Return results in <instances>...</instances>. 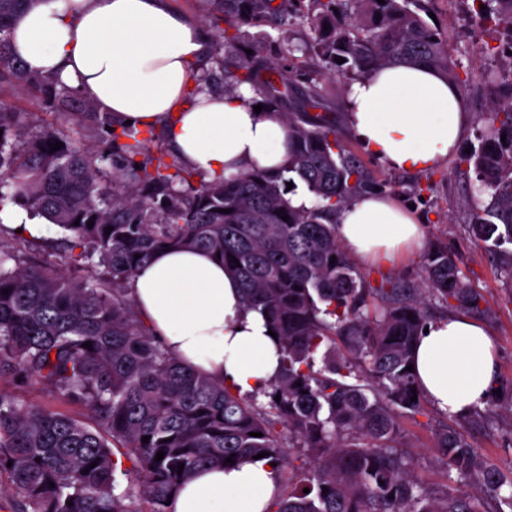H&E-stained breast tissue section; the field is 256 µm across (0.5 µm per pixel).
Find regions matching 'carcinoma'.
<instances>
[{
    "label": "carcinoma",
    "instance_id": "1",
    "mask_svg": "<svg viewBox=\"0 0 512 512\" xmlns=\"http://www.w3.org/2000/svg\"><path fill=\"white\" fill-rule=\"evenodd\" d=\"M203 2L216 24L225 93L248 88L255 104L288 126V162L275 173L254 168L195 180L162 145V134L136 131L59 80L26 72L12 53L11 29L33 0H0V207L10 201L65 231L55 245L86 269L76 277L50 262L23 266L20 255L37 242L0 227L13 241L0 244V376L61 394L87 415L84 421L0 391V474L15 494L10 512H167L168 495L196 470L223 467L230 456L239 465L265 452L284 469L283 428L310 467L289 471L275 512H485L471 487L489 489L512 509V473L480 460L463 433L445 429L436 437L455 484L441 496L413 476L399 452V418L415 417L427 402L406 367L431 320L430 302L479 312L485 299L435 242L422 256V288L373 287L357 271L336 215L385 184L344 145L321 79L279 64L283 52L299 53L356 80L423 63L454 82L447 41L422 17L427 0ZM472 2L480 23L507 37L496 46L480 43V53L504 63L487 78L512 83V0ZM245 25L278 36L247 43ZM297 26L310 36L295 43ZM16 90L69 111L55 123H26L1 98ZM480 121L478 145L456 160L490 196L471 210L467 232L512 279V93L487 105ZM57 141L63 146L53 152ZM295 180L311 205L288 198ZM168 247L203 249L230 267L245 307L277 334L281 367L261 391L267 404L174 358L139 318L127 283ZM99 268L108 278L97 277ZM496 396L494 387L484 411L452 417L478 424L498 405ZM114 446L139 474L137 487L120 494Z\"/></svg>",
    "mask_w": 512,
    "mask_h": 512
}]
</instances>
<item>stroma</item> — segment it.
<instances>
[{"label":"stroma","instance_id":"1","mask_svg":"<svg viewBox=\"0 0 512 512\" xmlns=\"http://www.w3.org/2000/svg\"><path fill=\"white\" fill-rule=\"evenodd\" d=\"M465 0H434L432 12L436 23L446 35L448 61L466 85L462 95L467 102L466 134L462 147L476 141L480 127L478 109L493 96L505 95L512 89L505 85L487 86L485 75L492 69L490 61L480 60L475 51L472 28L466 14ZM323 85L336 102L332 115L347 147L379 182L389 184V197L399 205L412 208L425 231V242H443L466 281L483 294L486 303L478 321L488 328L495 346L499 376L512 380V280L508 279L499 263L484 248L470 239L465 231L464 212L478 194L473 191L474 175L457 168L455 156H448L436 166L432 175L408 172L387 167L380 159L367 152L347 125L346 98L349 82L338 76H324ZM431 182L432 188L423 197H416L412 188L419 182ZM358 269L372 284L382 279L399 280L407 285L420 286L423 279L422 254L402 258L388 265L358 262ZM506 402H499L496 413L483 424L468 427L466 437L475 452L502 472L512 471V422L504 414ZM449 418L434 407L425 414L400 421V450L412 459L420 481L431 491L441 494L450 482L442 455L435 445V436Z\"/></svg>","mask_w":512,"mask_h":512}]
</instances>
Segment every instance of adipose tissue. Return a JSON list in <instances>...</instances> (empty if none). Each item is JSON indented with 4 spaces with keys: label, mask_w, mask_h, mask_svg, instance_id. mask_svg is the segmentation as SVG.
Here are the masks:
<instances>
[{
    "label": "adipose tissue",
    "mask_w": 512,
    "mask_h": 512,
    "mask_svg": "<svg viewBox=\"0 0 512 512\" xmlns=\"http://www.w3.org/2000/svg\"><path fill=\"white\" fill-rule=\"evenodd\" d=\"M13 54L33 73L58 78L132 128H160L169 150L205 181L288 161V128L255 112L248 91L196 92L209 47L198 22L169 0H36L13 21ZM349 127L393 169L439 165L464 133L458 87L424 66L379 69L353 81ZM344 250L387 264L422 245L414 215L378 193L337 215ZM136 311L176 358L240 394L265 388L281 353L258 311L245 309L238 279L207 252H156L128 283ZM421 391L442 412L482 405L498 378L488 330L463 314L432 321L414 351ZM280 488L271 460L205 467L172 496L168 512H267Z\"/></svg>",
    "instance_id": "obj_1"
}]
</instances>
